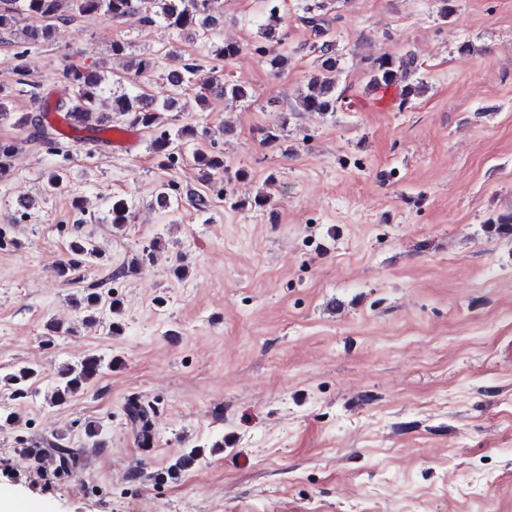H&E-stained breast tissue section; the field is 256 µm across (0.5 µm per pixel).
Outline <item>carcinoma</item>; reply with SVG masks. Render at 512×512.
<instances>
[{
    "mask_svg": "<svg viewBox=\"0 0 512 512\" xmlns=\"http://www.w3.org/2000/svg\"><path fill=\"white\" fill-rule=\"evenodd\" d=\"M221 0H0V31H12L18 16L25 15L36 20V23L23 30L25 41L29 43H49L54 37L56 23L65 21L75 15H95L106 20H119L131 13L142 15L143 21L166 30L179 32H195L208 36V32L217 26V16L221 15ZM278 0H268L265 23L262 24L263 36L267 46L263 50L266 62L273 69L284 67L287 59L276 52L280 43L281 23ZM129 46L123 41L112 42V60L124 62L127 72L138 77L148 73L157 66L152 57L130 55ZM317 57V73L308 84L307 91L299 97V107L304 112L326 114L337 111L341 106L342 97L337 94L336 71L338 59L333 44L324 43ZM240 53V46L235 42H222L213 46V55L220 60H229ZM171 66L180 75L179 82L169 89V93L161 98L133 90L121 93L110 92L105 87L104 76L97 69L79 67L74 64L64 66L59 72V80L64 84L65 93L54 103L44 102L39 112L20 114L16 124L34 129L39 139L52 142V133L43 125L40 118L42 112H63L75 127L106 132L112 129V115H128L132 124L143 128H154L160 125L162 115L166 112H180L181 95L186 91L195 94V100L201 109H206L213 99L245 102L251 98V92L243 85L233 83L224 78L220 70L212 72L210 79L198 84L196 81L197 67L186 62L174 50L165 52ZM15 65L16 89L8 90L0 86V117L11 114V99L14 92H24L31 86L29 76L31 63L24 52L17 54ZM417 64L411 55L405 57H380L372 62L370 68V84L372 88L384 89L390 85L403 84L404 95L410 96L419 92L423 82L417 80ZM197 139V130L188 125L168 130L156 138L152 152L159 158L168 160L175 150L184 147ZM194 160L206 180L223 176L226 170L224 158L218 154H207L202 151L194 153ZM111 222L117 226L129 221L130 205L128 201L118 199L112 201L108 208ZM70 259L57 269V274L66 278L78 266L83 265L96 256L97 249L92 247L87 238L76 236L69 243ZM109 303L113 311L120 309L117 299H104L101 292L88 288L78 305L88 312V321H94L93 313L104 304ZM112 367V363L96 355H87L76 364H68L58 372L57 383L47 396L52 405L63 404L73 394L85 389L86 385L98 376L104 367ZM40 376V367L33 363L16 366L5 376L7 383L18 395H24ZM131 422L139 428L144 444H149L151 420L146 408L133 404L129 410ZM85 438L90 448H101L105 444L100 425L88 423L84 429ZM64 436L55 435L28 448H19L17 452L31 460L40 472L54 474L72 470L80 461V454L74 448L63 444Z\"/></svg>",
    "mask_w": 512,
    "mask_h": 512,
    "instance_id": "obj_1",
    "label": "carcinoma"
}]
</instances>
